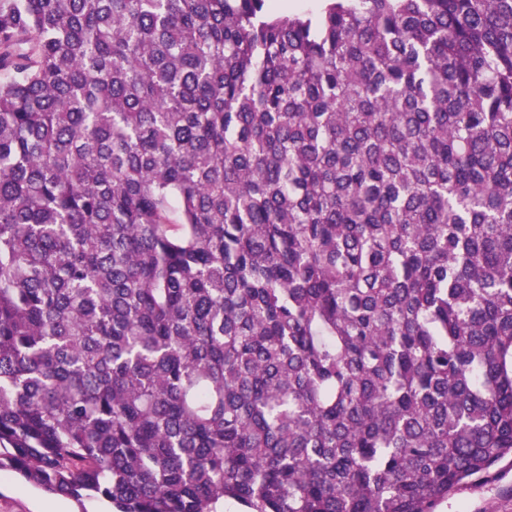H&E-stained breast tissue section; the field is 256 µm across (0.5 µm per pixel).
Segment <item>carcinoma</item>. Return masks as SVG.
I'll use <instances>...</instances> for the list:
<instances>
[{"label":"carcinoma","mask_w":512,"mask_h":512,"mask_svg":"<svg viewBox=\"0 0 512 512\" xmlns=\"http://www.w3.org/2000/svg\"><path fill=\"white\" fill-rule=\"evenodd\" d=\"M505 463L512 0H0V470L435 512Z\"/></svg>","instance_id":"carcinoma-1"}]
</instances>
